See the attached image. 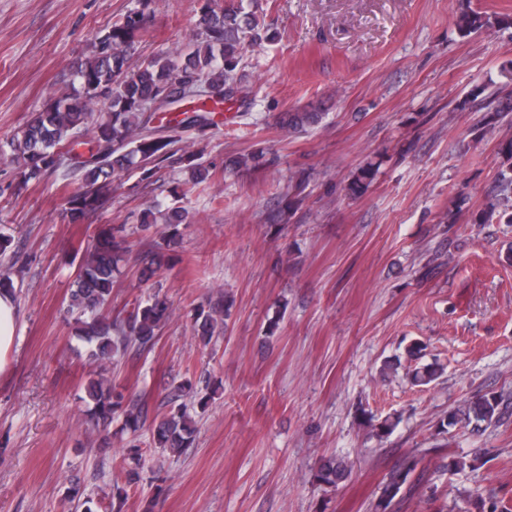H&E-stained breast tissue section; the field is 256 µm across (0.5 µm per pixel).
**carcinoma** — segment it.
<instances>
[{
  "label": "carcinoma",
  "mask_w": 512,
  "mask_h": 512,
  "mask_svg": "<svg viewBox=\"0 0 512 512\" xmlns=\"http://www.w3.org/2000/svg\"><path fill=\"white\" fill-rule=\"evenodd\" d=\"M128 11L109 30L95 36L90 55L79 62L71 74L70 90L58 98L49 99L31 121L9 142L17 161V175L22 184L66 159L82 173V186L67 198L72 220L102 210L111 204L112 186L107 177L134 164L141 175L149 179L154 171L171 162L176 155L173 146L181 140L184 125L200 130L210 124L208 113L218 109L209 104L208 93H220L229 99L235 90L237 69L244 54L269 40L258 19L241 25L243 0H203L197 20L198 33L188 43L174 44L144 58L134 68L129 56L148 33V2ZM485 12L464 11L457 19L459 32L466 36L489 23ZM179 93L178 101L191 103V115L174 125H166L168 134L158 135L149 127L155 118V104ZM512 112V98L507 97L485 116V126H495L503 115ZM319 119L316 110L303 109L288 113V127L297 129L314 124ZM92 127L93 134L82 139L78 133ZM499 153L503 163L498 173L501 197L488 203L477 215L475 224L493 221L512 222V139L501 143ZM183 161L192 172V182L200 185L210 176L209 169L195 162L188 154ZM374 177L372 168L361 170L347 187L350 195L363 193ZM124 252L123 241L103 231L82 257L80 271L71 292L69 311L77 313L80 339L89 346L92 362L112 360L133 347L144 348L154 342L161 323L168 317L165 300L155 296L139 302L130 314L115 320L103 312L112 297L113 272ZM232 303L224 301V309L197 311L201 340L209 341L215 330L226 328V318ZM444 373L436 362L419 364L408 372L412 385L428 386ZM185 387L167 401L166 409L149 417L147 405L125 401L122 393L112 388L111 380L102 376L90 380L87 397L92 418L107 426L118 413L124 424L138 430L147 421L154 424V445L177 452L191 440L192 428L184 407L175 403ZM512 416V403L502 395L476 394L459 408L448 411L447 425L458 423H496ZM142 449H125L122 472L125 486L112 492L109 512H123L128 498L126 487L140 482ZM348 464L336 457L322 461L316 477L328 485L346 478ZM410 471L395 468L388 473L384 485L382 512H388L393 500L408 482Z\"/></svg>",
  "instance_id": "cac0c4a2"
}]
</instances>
